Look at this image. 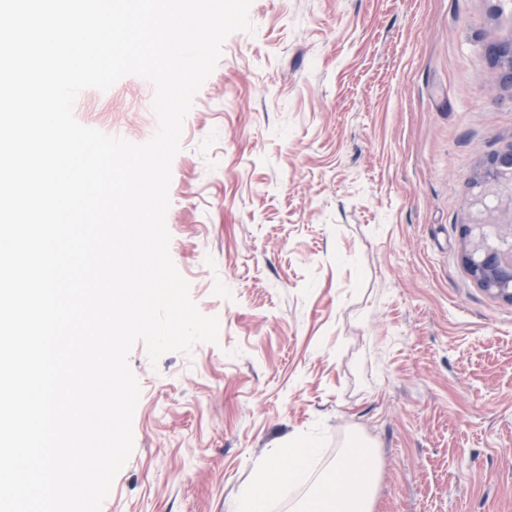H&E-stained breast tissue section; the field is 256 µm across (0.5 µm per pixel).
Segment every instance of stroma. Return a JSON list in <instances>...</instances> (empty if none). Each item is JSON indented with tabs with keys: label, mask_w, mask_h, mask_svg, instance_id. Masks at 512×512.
Masks as SVG:
<instances>
[{
	"label": "stroma",
	"mask_w": 512,
	"mask_h": 512,
	"mask_svg": "<svg viewBox=\"0 0 512 512\" xmlns=\"http://www.w3.org/2000/svg\"><path fill=\"white\" fill-rule=\"evenodd\" d=\"M171 166L169 253L217 343L151 363L101 512H231L295 437L378 450L372 512H512V301L464 261L471 177L512 148V0H252ZM153 85L89 88L134 143Z\"/></svg>",
	"instance_id": "stroma-1"
}]
</instances>
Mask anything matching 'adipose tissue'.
Instances as JSON below:
<instances>
[{
	"mask_svg": "<svg viewBox=\"0 0 512 512\" xmlns=\"http://www.w3.org/2000/svg\"><path fill=\"white\" fill-rule=\"evenodd\" d=\"M320 444L301 437L258 462L253 480L238 494L235 512H265L269 501L288 499L296 512H372L377 481L375 450L365 441L342 449L318 469Z\"/></svg>",
	"mask_w": 512,
	"mask_h": 512,
	"instance_id": "ef3b65f1",
	"label": "adipose tissue"
}]
</instances>
